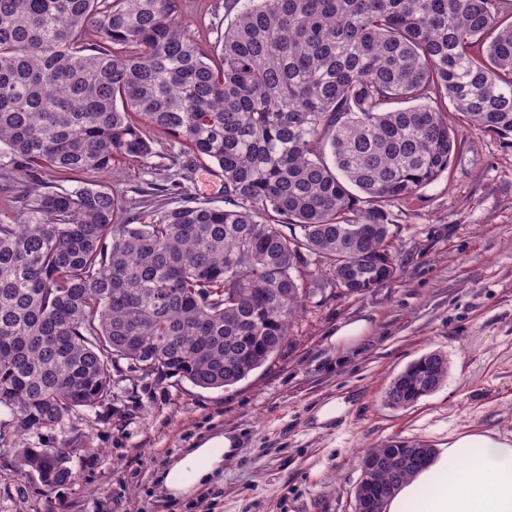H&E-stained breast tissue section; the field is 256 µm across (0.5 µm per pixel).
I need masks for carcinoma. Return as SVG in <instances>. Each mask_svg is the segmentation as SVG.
Returning <instances> with one entry per match:
<instances>
[{
  "label": "carcinoma",
  "mask_w": 512,
  "mask_h": 512,
  "mask_svg": "<svg viewBox=\"0 0 512 512\" xmlns=\"http://www.w3.org/2000/svg\"><path fill=\"white\" fill-rule=\"evenodd\" d=\"M179 6L0 0V169L34 177L0 213V410L18 435L97 406L126 369L246 379L317 293L396 277L389 207L448 170V107L512 140V0H224L235 16L212 55ZM89 28L97 41L79 44ZM117 157L178 175L208 160L226 206L186 200L135 224L93 180ZM447 379L425 353L384 401ZM435 455L391 439L361 464L388 497ZM16 457L48 486L73 479L65 446Z\"/></svg>",
  "instance_id": "cac0c4a2"
}]
</instances>
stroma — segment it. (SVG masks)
<instances>
[{"instance_id": "obj_1", "label": "stroma", "mask_w": 512, "mask_h": 512, "mask_svg": "<svg viewBox=\"0 0 512 512\" xmlns=\"http://www.w3.org/2000/svg\"><path fill=\"white\" fill-rule=\"evenodd\" d=\"M187 37L212 52L230 16L224 0H182ZM447 172L391 206L401 270L356 297L317 295L292 342L247 379L200 389L171 377L117 378L103 404L63 425L16 438L0 412V512H355L359 454L390 440L440 449L467 433L512 439V146L463 124ZM129 213L173 206L141 163L117 160L101 176ZM189 198L224 204V177L200 161ZM364 336L337 344L347 323ZM448 359L446 383L415 404L384 402L391 380L421 355ZM339 401L328 422L318 411ZM236 434L234 457L197 494L175 500L161 470L202 440ZM72 445L67 484L20 474L17 445Z\"/></svg>"}]
</instances>
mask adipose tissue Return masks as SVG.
Segmentation results:
<instances>
[{
  "label": "adipose tissue",
  "mask_w": 512,
  "mask_h": 512,
  "mask_svg": "<svg viewBox=\"0 0 512 512\" xmlns=\"http://www.w3.org/2000/svg\"><path fill=\"white\" fill-rule=\"evenodd\" d=\"M237 445L234 436L218 435L176 460L161 476L169 495L194 494ZM385 512H512V441L490 433L459 436L398 488Z\"/></svg>",
  "instance_id": "1"
}]
</instances>
